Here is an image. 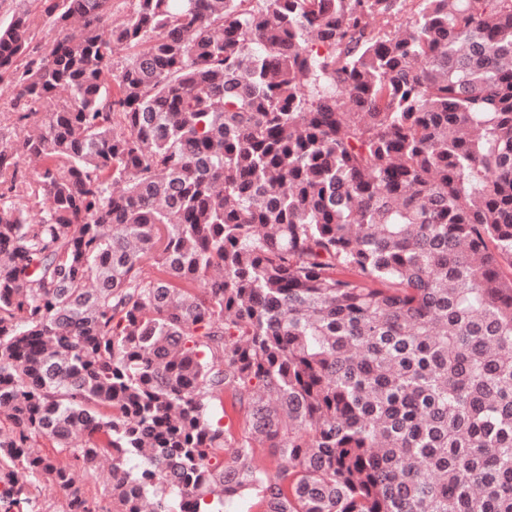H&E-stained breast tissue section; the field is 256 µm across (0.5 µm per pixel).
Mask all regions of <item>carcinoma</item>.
<instances>
[{
  "mask_svg": "<svg viewBox=\"0 0 512 512\" xmlns=\"http://www.w3.org/2000/svg\"><path fill=\"white\" fill-rule=\"evenodd\" d=\"M132 3L0 27V512H512V0ZM74 481L75 486L81 487L83 494L89 500L98 502L101 507H111L110 499L104 491V485L101 480H83L75 475ZM33 495L39 499L43 512H64L66 509L68 490L50 480L37 482Z\"/></svg>",
  "mask_w": 512,
  "mask_h": 512,
  "instance_id": "carcinoma-1",
  "label": "carcinoma"
}]
</instances>
